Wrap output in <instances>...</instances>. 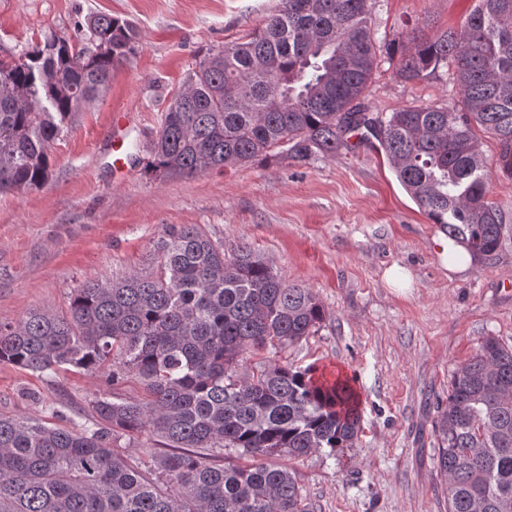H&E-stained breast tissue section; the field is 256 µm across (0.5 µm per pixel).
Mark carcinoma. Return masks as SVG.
I'll return each mask as SVG.
<instances>
[{
  "label": "carcinoma",
  "mask_w": 512,
  "mask_h": 512,
  "mask_svg": "<svg viewBox=\"0 0 512 512\" xmlns=\"http://www.w3.org/2000/svg\"><path fill=\"white\" fill-rule=\"evenodd\" d=\"M87 29L79 43L53 36L0 58V195L52 178L51 145L136 50L126 20L100 14ZM377 43L370 0H281L260 29L200 59L147 167L195 177L273 152L303 165L373 137L429 220L492 259L505 224L476 130L512 148V0H476L457 28L384 42L402 82L447 69L451 105L371 111ZM155 253L148 273L83 282L65 313L0 324L1 362L39 376L72 366L112 386L134 377L145 391L97 395L80 428L0 415V512H314L288 467L255 458L352 447L357 395L269 359L249 370L246 354L309 336L325 318L316 294L199 224L165 228ZM144 431L169 451L120 455ZM435 431L447 512H512V346L488 336L452 373ZM228 449L254 462L212 463Z\"/></svg>",
  "instance_id": "cac0c4a2"
}]
</instances>
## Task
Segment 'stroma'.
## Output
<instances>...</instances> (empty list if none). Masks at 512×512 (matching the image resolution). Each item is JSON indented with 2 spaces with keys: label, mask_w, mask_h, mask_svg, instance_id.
Returning a JSON list of instances; mask_svg holds the SVG:
<instances>
[{
  "label": "stroma",
  "mask_w": 512,
  "mask_h": 512,
  "mask_svg": "<svg viewBox=\"0 0 512 512\" xmlns=\"http://www.w3.org/2000/svg\"><path fill=\"white\" fill-rule=\"evenodd\" d=\"M280 0H0V58L52 35L86 33L107 13L139 31L130 60L85 103L51 149L42 188L0 196V323L29 310L60 312L74 288L153 265L166 226L198 224L225 250L249 246L288 281L312 288L326 317L276 355L314 376L349 381L359 396L355 445L322 449L287 466L316 512H446L435 458L437 402L452 372L484 338L512 346V166L485 136L488 198L506 218L492 260L448 270L444 233L397 181L379 142L351 138L335 156L299 166L284 158L156 180L148 150L172 97L206 50L263 26ZM379 36L459 26L475 0H374ZM447 74L404 83L381 63L364 101L376 112L449 104ZM127 114L133 162L112 167L106 136ZM101 377L63 368L40 377L0 362V414L82 423Z\"/></svg>",
  "instance_id": "1"
}]
</instances>
